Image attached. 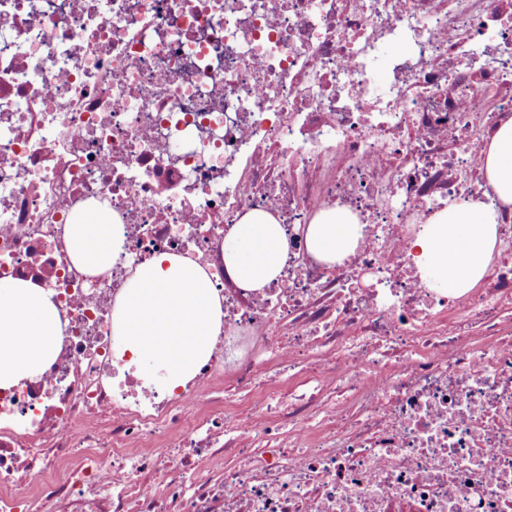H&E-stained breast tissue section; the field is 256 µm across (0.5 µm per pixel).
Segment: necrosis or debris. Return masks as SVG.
Instances as JSON below:
<instances>
[{
  "instance_id": "necrosis-or-debris-1",
  "label": "necrosis or debris",
  "mask_w": 512,
  "mask_h": 512,
  "mask_svg": "<svg viewBox=\"0 0 512 512\" xmlns=\"http://www.w3.org/2000/svg\"><path fill=\"white\" fill-rule=\"evenodd\" d=\"M508 119L512 0H0V278L62 327L0 387V512H512V218L460 297L409 252L448 205L495 202ZM98 204L129 260L90 276L65 226ZM335 208L364 237L330 268L304 230ZM251 210L288 239L261 292L224 269ZM161 253L224 310L170 392L112 334Z\"/></svg>"
}]
</instances>
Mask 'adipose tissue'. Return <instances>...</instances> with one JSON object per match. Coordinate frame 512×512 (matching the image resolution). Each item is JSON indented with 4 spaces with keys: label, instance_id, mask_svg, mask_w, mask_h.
Listing matches in <instances>:
<instances>
[{
    "label": "adipose tissue",
    "instance_id": "adipose-tissue-1",
    "mask_svg": "<svg viewBox=\"0 0 512 512\" xmlns=\"http://www.w3.org/2000/svg\"><path fill=\"white\" fill-rule=\"evenodd\" d=\"M499 203L469 199L422 225L415 245L418 268L429 287L462 296L485 277L494 261L506 215H512V120L489 139L481 163ZM363 226L343 209L320 212L306 228L308 249L333 267L359 245ZM73 262L106 271L122 251L123 227L106 210L91 208L66 227ZM288 259V240L269 213L247 212L224 238V268L238 287L260 291L277 282ZM224 311L208 273L187 257L160 254L136 267L112 314V332L138 373L153 369L159 385L172 388L207 360L222 328ZM61 334L58 311L29 280L0 279V387L35 376L56 356Z\"/></svg>",
    "mask_w": 512,
    "mask_h": 512
}]
</instances>
